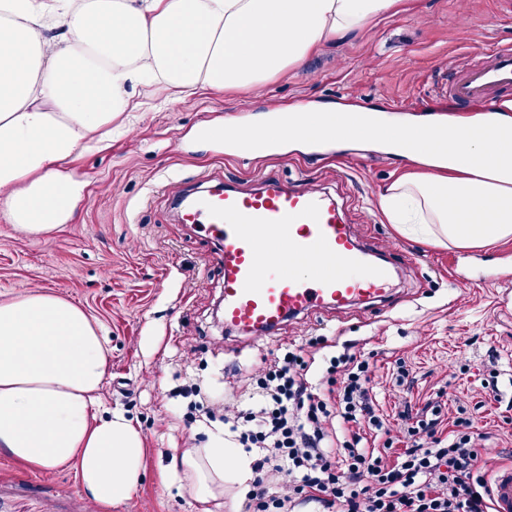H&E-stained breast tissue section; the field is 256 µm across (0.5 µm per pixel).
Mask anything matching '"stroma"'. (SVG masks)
Segmentation results:
<instances>
[{"mask_svg": "<svg viewBox=\"0 0 512 512\" xmlns=\"http://www.w3.org/2000/svg\"><path fill=\"white\" fill-rule=\"evenodd\" d=\"M505 41H512V0H419L415 11L322 47L259 92L201 90L174 100L161 86L138 88L141 107L113 120L116 134L66 162L87 182L68 224L37 237L0 223V300L41 290L85 309L109 356L99 410L123 412L139 430L145 469L130 496L106 511L81 492L71 469L31 472L0 455V512H200L185 483L167 478L168 467L214 435L228 442L233 435L221 421L190 417L177 389L194 382L211 397L231 396L262 356L316 336L331 345L315 355L313 382L338 345L355 342L374 365L373 392L386 419L403 400L440 387L466 402L496 449L512 450V303L503 301L512 283L487 281L512 266V239L473 250L471 281L461 283L452 263L463 250L402 235L377 207L400 160L296 149L228 158L223 142L205 133L210 124L252 126L270 110L301 105L426 119L451 108L438 88L440 66ZM265 178L312 182L342 203L360 243L392 270L383 302L300 315L261 340L215 325L224 281L219 246L182 223L174 203L230 180L250 189ZM401 360L417 377L408 391L394 378ZM490 385L499 401L487 400Z\"/></svg>", "mask_w": 512, "mask_h": 512, "instance_id": "obj_1", "label": "stroma"}]
</instances>
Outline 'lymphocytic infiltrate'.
I'll return each instance as SVG.
<instances>
[{"mask_svg":"<svg viewBox=\"0 0 512 512\" xmlns=\"http://www.w3.org/2000/svg\"><path fill=\"white\" fill-rule=\"evenodd\" d=\"M312 363L288 352L254 370L246 402H210L258 451L242 512H296L307 502L323 512H492L487 434L473 419L445 429V391L417 408L403 402L392 425L377 413L370 363L354 344H344L326 386L312 383ZM367 427L384 435L382 446L369 445ZM395 431L405 448L390 461Z\"/></svg>","mask_w":512,"mask_h":512,"instance_id":"f902f5d3","label":"lymphocytic infiltrate"}]
</instances>
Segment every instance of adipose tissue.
Listing matches in <instances>:
<instances>
[{"label":"adipose tissue","instance_id":"1","mask_svg":"<svg viewBox=\"0 0 512 512\" xmlns=\"http://www.w3.org/2000/svg\"><path fill=\"white\" fill-rule=\"evenodd\" d=\"M408 0H0V221L29 236L68 223L86 182L63 161L112 135L142 84L172 95L261 90L327 42L406 10ZM340 148L412 162L381 193L398 230L457 249L512 239V116L426 120L360 111ZM108 356L85 311L50 292L0 302V454L29 469L70 467L104 507L127 498L145 466L124 415L96 418ZM199 504L225 480L252 478L223 446L175 457Z\"/></svg>","mask_w":512,"mask_h":512}]
</instances>
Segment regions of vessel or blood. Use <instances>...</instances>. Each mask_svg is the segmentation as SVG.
<instances>
[{
    "label": "vessel or blood",
    "instance_id": "obj_1",
    "mask_svg": "<svg viewBox=\"0 0 512 512\" xmlns=\"http://www.w3.org/2000/svg\"><path fill=\"white\" fill-rule=\"evenodd\" d=\"M512 94V43L448 71V95L462 110L492 109ZM182 220L217 240L224 268V327L263 338L289 318L384 296L388 267L368 262L352 225L321 191L278 182L250 191L225 187L190 195ZM493 512H512V466L495 469Z\"/></svg>",
    "mask_w": 512,
    "mask_h": 512
}]
</instances>
